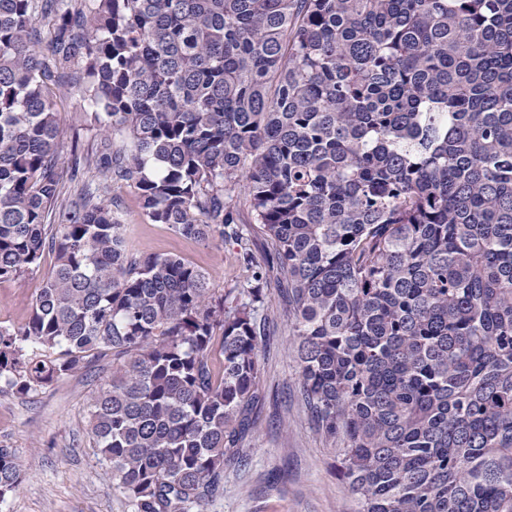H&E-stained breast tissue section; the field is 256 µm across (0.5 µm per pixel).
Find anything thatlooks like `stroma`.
<instances>
[{
  "mask_svg": "<svg viewBox=\"0 0 512 512\" xmlns=\"http://www.w3.org/2000/svg\"><path fill=\"white\" fill-rule=\"evenodd\" d=\"M59 109L65 133L62 155H69L75 132L83 146H93L96 132L84 120L83 101L74 96ZM114 197L124 235L136 252L180 256L207 273L219 291L238 283L242 267L235 244L201 242L152 223L129 187L116 190ZM53 265L48 255L35 272L0 281V323L18 326L28 320L35 294ZM283 307L280 292H272L267 309L270 333L261 346L265 398L257 409V424L243 443L247 457L226 467L224 493L209 512L354 510L333 455L297 399L296 361ZM111 375L112 363L106 360L93 371L55 381L30 400L0 394V445L16 449L23 474L17 492L0 502V512H134L88 433V403Z\"/></svg>",
  "mask_w": 512,
  "mask_h": 512,
  "instance_id": "obj_1",
  "label": "stroma"
}]
</instances>
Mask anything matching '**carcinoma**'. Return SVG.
<instances>
[{"label":"carcinoma","mask_w":512,"mask_h":512,"mask_svg":"<svg viewBox=\"0 0 512 512\" xmlns=\"http://www.w3.org/2000/svg\"><path fill=\"white\" fill-rule=\"evenodd\" d=\"M74 91L99 143L66 160ZM118 185L242 281L133 251ZM47 254L0 393L112 357L90 436L135 512L243 461L272 281L355 512H512V0H0V280Z\"/></svg>","instance_id":"cac0c4a2"}]
</instances>
